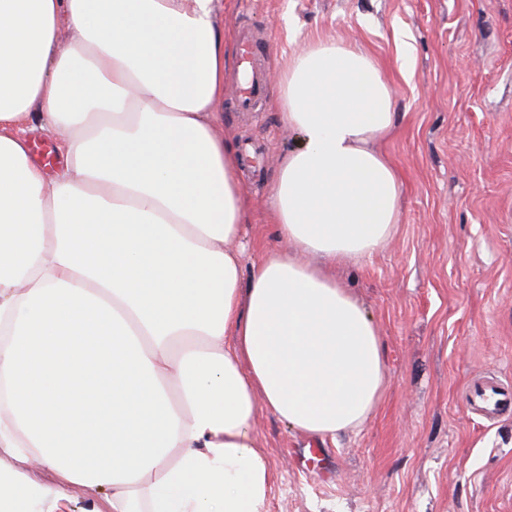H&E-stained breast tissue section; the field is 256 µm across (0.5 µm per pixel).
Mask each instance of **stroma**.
Instances as JSON below:
<instances>
[{"label": "stroma", "mask_w": 512, "mask_h": 512, "mask_svg": "<svg viewBox=\"0 0 512 512\" xmlns=\"http://www.w3.org/2000/svg\"><path fill=\"white\" fill-rule=\"evenodd\" d=\"M226 65L220 136L249 151L244 264L275 246L276 162L298 138L266 93L236 112V31L268 38L273 72L312 34L381 63L395 129L379 147L403 180L385 248L337 269L382 336L388 386L357 433L317 442L271 414L256 433L268 512H512V412L475 405L478 379L512 387V0H218ZM412 46L399 58L396 37ZM320 448L310 460L311 448Z\"/></svg>", "instance_id": "35a3bbf8"}]
</instances>
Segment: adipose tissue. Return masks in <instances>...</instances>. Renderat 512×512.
<instances>
[{"instance_id":"adipose-tissue-1","label":"adipose tissue","mask_w":512,"mask_h":512,"mask_svg":"<svg viewBox=\"0 0 512 512\" xmlns=\"http://www.w3.org/2000/svg\"><path fill=\"white\" fill-rule=\"evenodd\" d=\"M217 2L0 0V512H267L257 416L333 440L385 393L378 327L336 269L400 221L375 146L390 87L337 38L291 55L278 245L244 267ZM35 130L56 138L54 173ZM27 137L29 138V147L33 159L36 162L49 165L48 171L53 172L61 162L60 154L56 148V141L52 137L39 132L28 133ZM47 152L51 154L49 161L44 159V155Z\"/></svg>"}]
</instances>
